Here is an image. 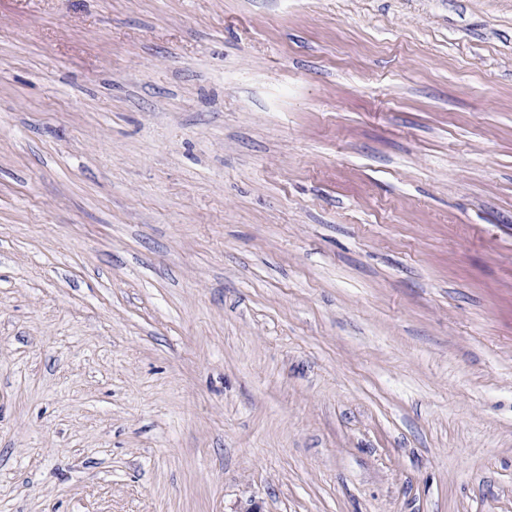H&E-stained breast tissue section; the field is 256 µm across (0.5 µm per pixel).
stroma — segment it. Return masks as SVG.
Returning <instances> with one entry per match:
<instances>
[{"instance_id": "1", "label": "stroma", "mask_w": 512, "mask_h": 512, "mask_svg": "<svg viewBox=\"0 0 512 512\" xmlns=\"http://www.w3.org/2000/svg\"><path fill=\"white\" fill-rule=\"evenodd\" d=\"M512 512V0H0V512Z\"/></svg>"}]
</instances>
